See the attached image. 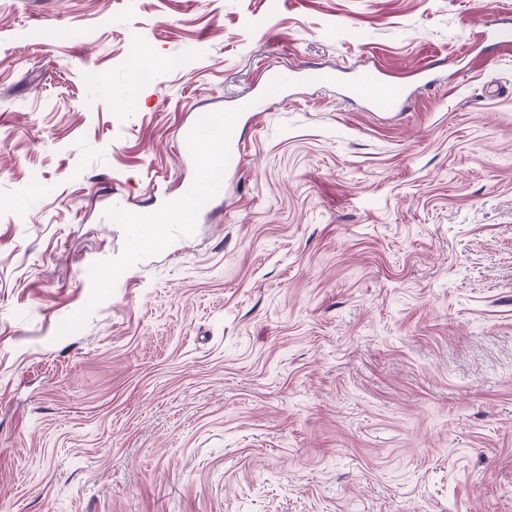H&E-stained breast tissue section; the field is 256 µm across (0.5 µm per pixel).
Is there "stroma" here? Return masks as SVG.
<instances>
[{"label": "stroma", "instance_id": "35a3bbf8", "mask_svg": "<svg viewBox=\"0 0 512 512\" xmlns=\"http://www.w3.org/2000/svg\"><path fill=\"white\" fill-rule=\"evenodd\" d=\"M498 19L512 0H0V512H512ZM354 65L407 104L267 94L223 194L134 251L115 208L198 178L196 110Z\"/></svg>", "mask_w": 512, "mask_h": 512}]
</instances>
